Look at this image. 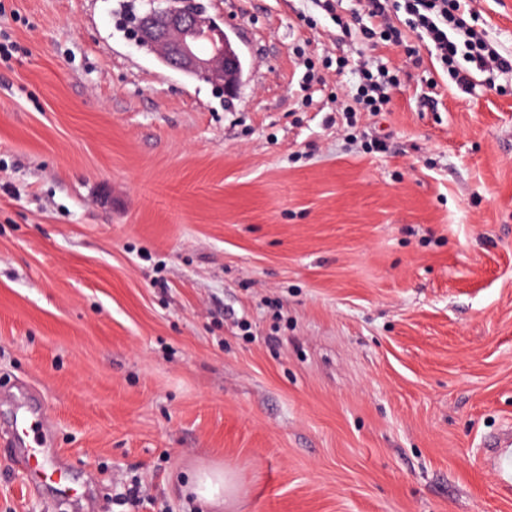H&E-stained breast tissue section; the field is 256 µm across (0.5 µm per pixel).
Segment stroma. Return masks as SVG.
Here are the masks:
<instances>
[{
	"instance_id": "obj_1",
	"label": "stroma",
	"mask_w": 512,
	"mask_h": 512,
	"mask_svg": "<svg viewBox=\"0 0 512 512\" xmlns=\"http://www.w3.org/2000/svg\"><path fill=\"white\" fill-rule=\"evenodd\" d=\"M125 2L0 0V512H191L203 464L223 512H512L482 449L512 423V76L343 38L358 0H201L228 98ZM468 4L512 53V0ZM363 59L399 83L349 127ZM23 406L78 497L29 484ZM194 492L202 506L211 509L221 508L235 492V482L232 476L225 473L224 468H205L193 475Z\"/></svg>"
}]
</instances>
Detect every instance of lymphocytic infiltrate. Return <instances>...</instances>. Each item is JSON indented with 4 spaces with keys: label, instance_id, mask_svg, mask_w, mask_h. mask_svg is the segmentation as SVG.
Here are the masks:
<instances>
[{
    "label": "lymphocytic infiltrate",
    "instance_id": "1",
    "mask_svg": "<svg viewBox=\"0 0 512 512\" xmlns=\"http://www.w3.org/2000/svg\"><path fill=\"white\" fill-rule=\"evenodd\" d=\"M392 8L401 14L395 23L388 15ZM365 16L367 22L359 31L371 45L403 42L409 32L431 41L460 91L470 89L478 72L512 74V54L500 53L469 22L466 0H396L392 6L387 0H365ZM360 73L354 103L369 112H382L389 102L385 88L396 82L393 71L382 65L374 69L365 62Z\"/></svg>",
    "mask_w": 512,
    "mask_h": 512
}]
</instances>
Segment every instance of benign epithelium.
Listing matches in <instances>:
<instances>
[{
  "mask_svg": "<svg viewBox=\"0 0 512 512\" xmlns=\"http://www.w3.org/2000/svg\"><path fill=\"white\" fill-rule=\"evenodd\" d=\"M143 37L174 59L181 73L222 85L228 96L237 92L243 75L241 53L211 19L157 7L149 0Z\"/></svg>",
  "mask_w": 512,
  "mask_h": 512,
  "instance_id": "benign-epithelium-1",
  "label": "benign epithelium"
}]
</instances>
